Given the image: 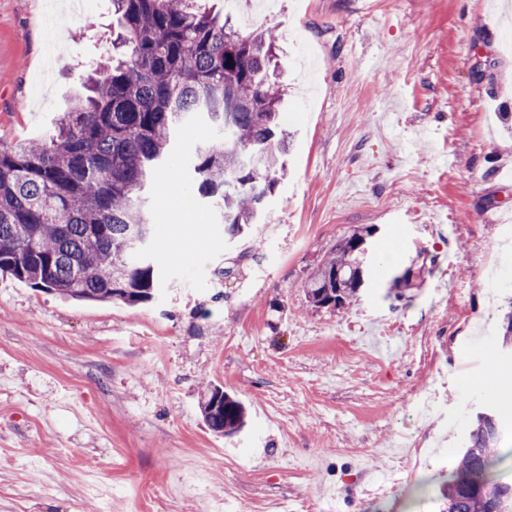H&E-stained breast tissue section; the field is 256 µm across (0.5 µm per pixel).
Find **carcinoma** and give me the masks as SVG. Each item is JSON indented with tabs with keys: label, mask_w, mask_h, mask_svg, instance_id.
Here are the masks:
<instances>
[{
	"label": "carcinoma",
	"mask_w": 512,
	"mask_h": 512,
	"mask_svg": "<svg viewBox=\"0 0 512 512\" xmlns=\"http://www.w3.org/2000/svg\"><path fill=\"white\" fill-rule=\"evenodd\" d=\"M124 52L99 63L89 94L74 100L55 134L0 148V272L84 302L146 303L154 267L133 248L150 239L143 195L172 143L203 117L219 133L196 149L195 188L215 199L224 234L243 235L284 175L281 93L271 83L272 35L242 34L199 0H112ZM260 157L244 167L238 149ZM359 228L337 241L306 285L317 306L351 302L363 284ZM203 418L224 435L245 424L241 402L218 386ZM505 435L480 414L448 482L446 512H512V481L492 480Z\"/></svg>",
	"instance_id": "cac0c4a2"
}]
</instances>
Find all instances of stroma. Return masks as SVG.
Wrapping results in <instances>:
<instances>
[{
  "instance_id": "1",
  "label": "stroma",
  "mask_w": 512,
  "mask_h": 512,
  "mask_svg": "<svg viewBox=\"0 0 512 512\" xmlns=\"http://www.w3.org/2000/svg\"><path fill=\"white\" fill-rule=\"evenodd\" d=\"M274 33L288 174L249 235L194 202L197 121L147 192L146 304L78 302L0 274V512H440L489 368L512 373V39L499 0H201ZM112 0H0V147L53 135L112 52ZM372 227L343 308L305 282ZM218 386L246 427L207 429ZM421 475L377 484L405 440Z\"/></svg>"
}]
</instances>
